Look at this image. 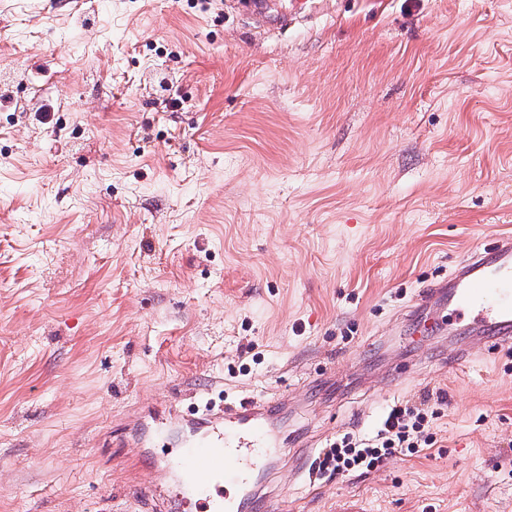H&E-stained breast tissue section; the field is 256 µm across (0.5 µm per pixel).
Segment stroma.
Returning <instances> with one entry per match:
<instances>
[{
  "instance_id": "stroma-1",
  "label": "stroma",
  "mask_w": 512,
  "mask_h": 512,
  "mask_svg": "<svg viewBox=\"0 0 512 512\" xmlns=\"http://www.w3.org/2000/svg\"><path fill=\"white\" fill-rule=\"evenodd\" d=\"M310 2L0 0V512H161L192 389L300 402L285 512H512V344L418 300L512 236V0ZM442 400L437 397L431 404V398L425 396L419 405L394 403L384 414L374 435H345L336 439L323 456L318 457V471L330 476H345L355 471L368 473L390 457H419L435 443L430 424L437 418L438 408L435 406L442 404Z\"/></svg>"
}]
</instances>
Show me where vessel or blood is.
Wrapping results in <instances>:
<instances>
[{
    "label": "vessel or blood",
    "instance_id": "b4317fda",
    "mask_svg": "<svg viewBox=\"0 0 512 512\" xmlns=\"http://www.w3.org/2000/svg\"><path fill=\"white\" fill-rule=\"evenodd\" d=\"M445 295L461 318L473 317L478 331L497 343L512 340V239L475 249L447 282L424 288L423 297ZM282 399L249 398L239 405L198 414L199 433L173 460L152 459L154 479L148 493L163 496L172 471H179L192 492L205 497L206 512H280L271 494L253 489L254 473L282 451L274 425Z\"/></svg>",
    "mask_w": 512,
    "mask_h": 512
}]
</instances>
